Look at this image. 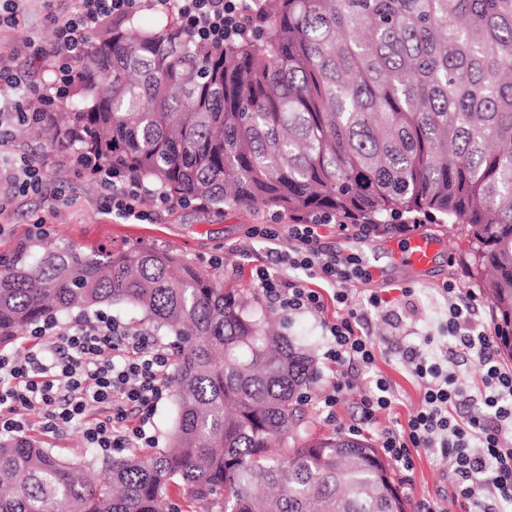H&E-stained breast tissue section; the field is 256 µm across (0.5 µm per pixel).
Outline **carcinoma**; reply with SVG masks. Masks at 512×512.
Here are the masks:
<instances>
[{
    "instance_id": "cac0c4a2",
    "label": "carcinoma",
    "mask_w": 512,
    "mask_h": 512,
    "mask_svg": "<svg viewBox=\"0 0 512 512\" xmlns=\"http://www.w3.org/2000/svg\"><path fill=\"white\" fill-rule=\"evenodd\" d=\"M32 125L171 201L352 224L422 213L474 239L512 360V0H268L248 38L173 14L106 22ZM121 304L172 337L168 444L98 466L0 439V512H408L373 445L304 428L308 350L239 288L149 246L20 243L0 264V347Z\"/></svg>"
}]
</instances>
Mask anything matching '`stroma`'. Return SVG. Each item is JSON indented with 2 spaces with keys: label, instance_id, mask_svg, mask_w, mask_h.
<instances>
[{
  "label": "stroma",
  "instance_id": "stroma-1",
  "mask_svg": "<svg viewBox=\"0 0 512 512\" xmlns=\"http://www.w3.org/2000/svg\"><path fill=\"white\" fill-rule=\"evenodd\" d=\"M56 10L54 0H28L23 20L18 26L0 23V51L17 48L29 31H37L51 40L50 16ZM8 152L23 155L38 165L43 173L42 192L38 195L11 193L0 180V256L11 258L19 242L45 238L90 251L103 247L118 249L147 245L180 255L201 269L219 270L225 282L257 292L252 277L255 268L282 270L278 255L288 245V216L267 209L227 208L221 211L194 205L173 203L156 206L144 202L150 218L127 221L109 214L106 192L100 184L72 168L67 156L51 146L43 133H26L13 129L6 146ZM258 224L276 225L281 238L277 244L251 237ZM412 230L430 233L445 243L433 266L420 276H413L394 264L389 257L390 241L399 239L394 227L376 228L369 224H336L320 227V247L328 253L357 254L363 262L381 265L384 282L354 281L349 285L353 306L364 304L371 293L393 299L391 312L374 311L368 317L366 332L376 345V361L371 372L361 373L355 387L345 394L337 408L336 424L325 422L315 405H307L306 427L311 432L332 433L337 425L349 423L358 412V402L370 385L371 374L387 378L396 393L393 415L399 423L418 409L423 389L412 376L402 356L403 349L421 348L424 336L438 333V323L446 304L439 294L442 285L458 282L462 288L479 291L480 283L470 274L472 261L470 237L463 229L440 226L418 217L410 220ZM312 287L323 288L325 309L321 318L275 310L281 332L291 340L307 346L317 368L316 388L330 385L336 366L325 357L327 340L322 324L339 313L332 288L321 280ZM414 289L411 298L399 299L397 286ZM412 483H399L401 494L409 504H416L436 490L447 488L452 462L450 458L427 452L414 456Z\"/></svg>",
  "mask_w": 512,
  "mask_h": 512
}]
</instances>
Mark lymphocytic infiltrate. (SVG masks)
I'll return each instance as SVG.
<instances>
[{
  "label": "lymphocytic infiltrate",
  "mask_w": 512,
  "mask_h": 512,
  "mask_svg": "<svg viewBox=\"0 0 512 512\" xmlns=\"http://www.w3.org/2000/svg\"><path fill=\"white\" fill-rule=\"evenodd\" d=\"M134 0H64L53 18L56 57L74 65L101 23L125 17ZM155 9L179 14L197 36L223 41L245 34L265 9V0H153ZM0 171L18 193L40 192L41 169L29 159L0 154ZM101 185L111 189V209L118 215L145 220L140 210L142 184L133 178L113 180L99 171ZM330 214L296 219L288 227L290 245L282 260L294 270L291 278L256 268L260 291L281 308L321 316L324 300L306 278L315 276L333 288L343 314L323 322L327 357L336 366L331 386L315 400L326 422L354 387L353 368L370 369L375 343L361 329L366 310L380 311L388 302L370 294L365 308H354L348 285L369 280L359 259L324 254L319 248L321 225ZM440 294L448 313L442 340L428 351L411 350V373L424 389L421 407L406 427L379 426L395 395L389 380L374 376L360 400V416L347 424L350 434L379 430L381 449L403 477L413 472L414 450L439 451L453 458L451 494L421 499L417 512H486L487 502L512 505V369L496 358V339L487 326L475 323L478 299L463 294L456 282L443 284ZM23 354L0 352V438L27 435L32 425L66 432L80 427L86 447L101 453L152 448L157 443L154 416L164 397L171 361L156 339L126 330L101 316L64 328L44 322L30 334ZM461 355L476 363L480 376L471 394L459 387L448 358Z\"/></svg>",
  "instance_id": "obj_1"
}]
</instances>
